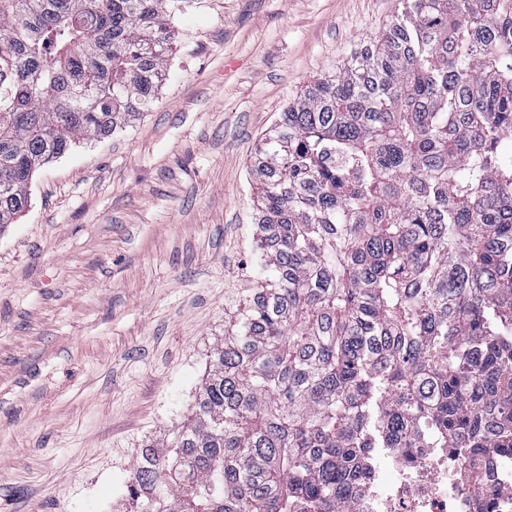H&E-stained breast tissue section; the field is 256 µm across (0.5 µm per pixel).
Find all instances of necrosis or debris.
I'll return each mask as SVG.
<instances>
[{
  "mask_svg": "<svg viewBox=\"0 0 512 512\" xmlns=\"http://www.w3.org/2000/svg\"><path fill=\"white\" fill-rule=\"evenodd\" d=\"M473 465L483 481L469 480ZM351 512H512V453L487 448L472 463L449 448L383 449Z\"/></svg>",
  "mask_w": 512,
  "mask_h": 512,
  "instance_id": "1",
  "label": "necrosis or debris"
}]
</instances>
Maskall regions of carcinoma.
Masks as SVG:
<instances>
[{"label": "carcinoma", "instance_id": "1", "mask_svg": "<svg viewBox=\"0 0 512 512\" xmlns=\"http://www.w3.org/2000/svg\"><path fill=\"white\" fill-rule=\"evenodd\" d=\"M167 0H0V229L149 111ZM512 0H399L251 162L252 289L125 512H349L375 448L512 451Z\"/></svg>", "mask_w": 512, "mask_h": 512}]
</instances>
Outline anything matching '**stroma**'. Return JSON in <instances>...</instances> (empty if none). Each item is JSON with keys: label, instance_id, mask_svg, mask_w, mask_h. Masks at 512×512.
I'll return each mask as SVG.
<instances>
[{"label": "stroma", "instance_id": "1", "mask_svg": "<svg viewBox=\"0 0 512 512\" xmlns=\"http://www.w3.org/2000/svg\"><path fill=\"white\" fill-rule=\"evenodd\" d=\"M397 0H181L152 110L34 176L0 229V512H123L255 266V149Z\"/></svg>", "mask_w": 512, "mask_h": 512}]
</instances>
